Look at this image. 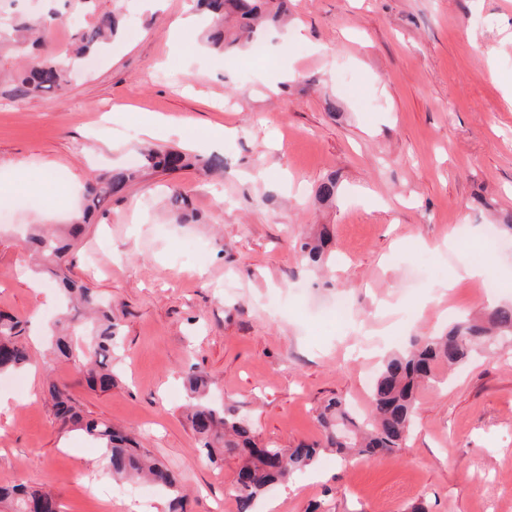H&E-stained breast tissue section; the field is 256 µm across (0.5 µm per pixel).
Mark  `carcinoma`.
<instances>
[{
    "mask_svg": "<svg viewBox=\"0 0 512 512\" xmlns=\"http://www.w3.org/2000/svg\"><path fill=\"white\" fill-rule=\"evenodd\" d=\"M207 16L203 37L216 53L257 44V27L281 26L288 18V0H196ZM61 22L60 14L50 9L0 33V43L13 41L21 48L26 42L36 48L49 39L52 28ZM122 31L121 16L100 12L93 22L73 35L69 55L64 58L36 55L26 63L21 78L22 93L62 90L71 66L92 56ZM142 164L134 168L113 169L84 185L82 208L78 216L60 232L35 230L25 243L41 261V269L59 279L66 299L62 318L57 323L55 346L66 358L72 357L67 341L71 335L88 331L93 336L89 356L74 362L77 374L91 389L112 390V349L116 325L112 310L100 301L92 287L69 279L64 272L68 238L74 237L89 218L114 196L122 194L144 171L167 174L199 165L207 172L224 170V156L212 153L198 158L187 152L148 148L140 152ZM328 242L326 233L301 243L307 261L318 263ZM26 323L0 313V374L23 370L32 364L24 343ZM512 336V302H499L481 320L469 317L454 321L448 331L415 337L409 345L383 360L370 392L367 417L358 419L338 399L329 400L318 414L325 446L301 441L292 448L262 443L252 423L236 410L216 406L206 396L211 381L207 375L190 371L184 385L193 403L186 415L197 438L198 451L209 462L222 465L224 456L241 461L235 481L238 512H256L259 501L270 486L284 482L298 472L316 466L324 448L346 457L359 455L380 458L401 448L413 427L416 389L432 381L435 370L458 368L479 353L492 350L499 340ZM48 393L54 415L63 430H79L100 445L106 468L112 478H145L167 497V512H187L185 496L178 492L174 472L141 448L129 432L112 424L84 416L77 410L66 384L51 383ZM0 503L7 512H62L58 497L40 490L28 492L17 486H0Z\"/></svg>",
    "mask_w": 512,
    "mask_h": 512,
    "instance_id": "obj_1",
    "label": "carcinoma"
}]
</instances>
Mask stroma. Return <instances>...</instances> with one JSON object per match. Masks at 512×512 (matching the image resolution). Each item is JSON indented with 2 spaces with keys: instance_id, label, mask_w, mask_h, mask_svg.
<instances>
[{
  "instance_id": "35a3bbf8",
  "label": "stroma",
  "mask_w": 512,
  "mask_h": 512,
  "mask_svg": "<svg viewBox=\"0 0 512 512\" xmlns=\"http://www.w3.org/2000/svg\"><path fill=\"white\" fill-rule=\"evenodd\" d=\"M262 52L206 50L199 26L173 43L169 25L189 0H97L139 34L115 39L64 91L24 95L19 55L0 54V198L32 205L0 222V311L39 326L35 362L0 383V484L58 495L63 512H164L150 494L127 499L96 444L59 429L49 382L68 385L92 417L133 429L173 469L190 512H237L238 461L216 466L196 450L183 417L181 377L216 382L261 440H321L330 398L368 399L363 369L392 352L386 338L432 336L452 317L512 299V249L480 256L483 227L512 217V0H291ZM164 124L144 134L147 117ZM231 130L219 148L210 140ZM142 145L223 154L220 178L190 168L144 174L86 227L68 274L110 303L118 345L111 391L77 379L53 354L59 291L20 244L26 225L67 222L88 177L125 164ZM335 176V203L315 191ZM187 197L178 223L171 192ZM332 236L324 264L301 241ZM206 250L198 264L185 241ZM426 248L436 279L416 268ZM480 263L502 274L494 297ZM345 295L349 307L331 318ZM417 393L414 430L383 458L325 449L322 478L266 499L276 512H512V346L436 371Z\"/></svg>"
}]
</instances>
